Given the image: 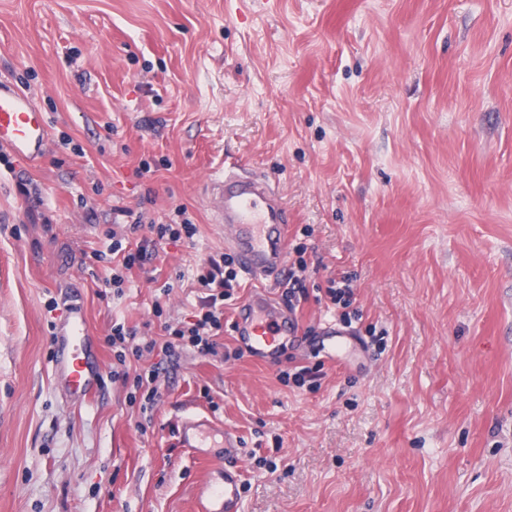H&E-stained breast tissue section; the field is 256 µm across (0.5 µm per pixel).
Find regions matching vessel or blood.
Wrapping results in <instances>:
<instances>
[{"label":"vessel or blood","mask_w":512,"mask_h":512,"mask_svg":"<svg viewBox=\"0 0 512 512\" xmlns=\"http://www.w3.org/2000/svg\"><path fill=\"white\" fill-rule=\"evenodd\" d=\"M50 126L33 99L0 82V146L15 158L34 162L43 158ZM205 196L212 222L224 231V245L235 254L241 275L250 281L276 282L287 270L288 209L262 178L243 176L224 167L207 178ZM328 354L340 366L349 351L336 339L335 324L325 323ZM236 339L255 361L271 363L290 339L300 334L295 318L281 309L271 292L260 289L239 307L232 322ZM53 375L67 396L86 400L100 393L103 367L91 345V332L81 306L70 305L56 333ZM176 445L188 458L200 459L208 449H219L214 459L222 481L203 483L195 494L196 512H242L244 471L237 460V438L222 424L189 413L177 425Z\"/></svg>","instance_id":"1"}]
</instances>
